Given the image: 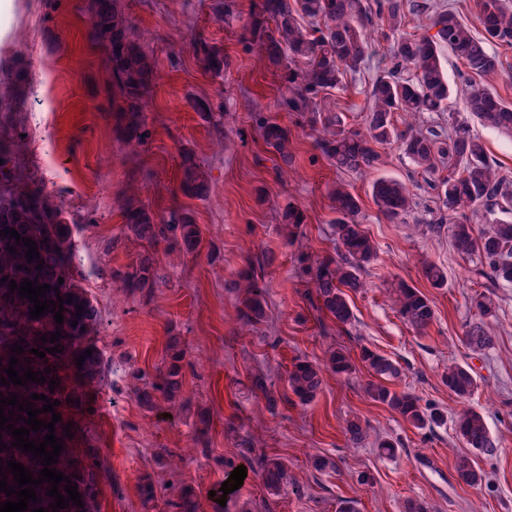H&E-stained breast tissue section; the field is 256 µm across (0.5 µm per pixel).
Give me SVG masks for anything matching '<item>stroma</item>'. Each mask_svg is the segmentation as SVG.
I'll use <instances>...</instances> for the list:
<instances>
[{"mask_svg":"<svg viewBox=\"0 0 512 512\" xmlns=\"http://www.w3.org/2000/svg\"><path fill=\"white\" fill-rule=\"evenodd\" d=\"M232 2L231 12L219 16L214 0H122L129 32L153 64L142 100L145 135L138 142L127 140L115 119L121 98L110 81L108 52L90 36L91 0H12L11 11L0 16V141L16 146L9 167L17 184L41 187L61 209L84 257L81 284L102 315L89 341L103 355L105 374L82 382L84 408L65 413L75 437L91 432L97 448V494L89 512H141L138 487L146 477L159 501L184 487L208 499L223 483L228 460L245 466L246 477L227 495L224 512H339L344 500L354 501L357 512H405L411 500L429 512H512V285L485 289L447 235L389 221L372 199V175L337 170L317 147L325 113L363 127L366 91L386 68L393 39L376 37L360 77L328 95L322 112L300 116L279 108L281 73L245 40L251 0ZM409 2L407 32L423 34L430 6L448 4L473 32L481 30L474 0ZM200 38L223 48L228 64L220 75L197 62L193 44ZM447 70L453 89L447 111L424 112L413 122L398 112L395 126L444 133L449 117L468 119L500 173L512 179V136L469 117L467 70L452 57ZM16 78L25 88L20 96L9 91ZM199 100L210 103V116L195 111ZM261 116L291 129L290 163L263 142ZM186 151L208 178L206 196L179 189ZM382 153L380 174L403 181L418 210L439 206L428 175L397 145ZM339 182L359 196L360 222L377 247L369 286L352 295L354 320L345 327L310 307L312 285L297 270L299 253L315 259L336 253L331 192ZM132 196L155 212L189 210L203 236L198 255L159 251L157 285L137 293L113 276L129 270L142 251L124 237L123 213ZM290 205L305 216L302 236L292 245L279 233ZM267 251L276 255L261 280L267 317L249 324L231 283L247 259ZM426 261L444 268L447 287H431L423 278ZM395 279L430 299L435 319L424 332L393 309L387 289ZM485 291L495 307L483 319L493 344L477 353L463 336L479 318L473 299ZM173 333L187 346L184 402L145 410L131 393L130 373L153 376ZM365 347L398 361L395 390L439 409L446 423L417 430L370 400L364 391L370 375L360 360ZM338 348L350 356L353 372L326 373L309 404L290 397L272 411L251 388L261 375L275 394H287V371L296 359L321 363ZM453 362L471 365L477 375L468 399L443 382ZM200 409L210 416V456L197 443ZM466 409L483 414L496 445L493 455L480 458L486 479L475 486L461 482L455 470L457 457L468 452L455 431ZM354 418L369 425L368 440L356 448L344 434ZM384 439L397 443L395 457L379 455L377 443ZM317 455L329 460L325 470L314 468ZM264 456L288 467V482L278 492L266 489L257 474Z\"/></svg>","mask_w":512,"mask_h":512,"instance_id":"obj_1","label":"stroma"}]
</instances>
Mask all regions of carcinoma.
Instances as JSON below:
<instances>
[{
  "label": "carcinoma",
  "instance_id": "obj_1",
  "mask_svg": "<svg viewBox=\"0 0 512 512\" xmlns=\"http://www.w3.org/2000/svg\"><path fill=\"white\" fill-rule=\"evenodd\" d=\"M477 18L482 36H476L471 27L453 9H440L429 17L432 35H410L397 38L390 64L372 82L367 91V121L363 129L345 127L341 117L324 119L323 133L317 144L321 152L338 169L368 173L382 163L380 149L393 141L399 142L403 154L425 174L436 171L438 164H453L448 176L433 181L431 187L441 200L442 207L429 217L419 220L431 229L447 230L457 250L475 259L473 275L489 284H512V181L500 174L497 164L487 155L483 143L474 136L466 121L452 119L448 135L434 130L397 132L393 114L408 115L417 112H444L452 88L444 65V52L461 60L467 72L484 79L498 72L499 56L491 46L512 41V5L508 0H475ZM404 0H258L251 6L252 21L248 40L255 42L266 54L270 65L283 71L279 89V105L285 112L303 115L319 112L318 101L333 90L344 88V77L363 72L370 57L369 30L393 35L405 25ZM92 38L109 51L113 85L119 91L122 104L116 109L117 121L129 140H141L144 118L141 101L146 94L152 73V63L141 47L129 36L127 20L121 0H92ZM193 52L203 69L219 74L224 71V51L204 39L193 44ZM467 111L483 123L512 134V103L506 102L490 87L472 88L466 92ZM264 143L276 152L283 162L291 155L292 134L288 127L264 118L259 122ZM180 191L199 197L208 190L207 178L192 154L182 156ZM371 194L379 212L396 220L416 209L417 204L408 187L401 181L380 177L373 181ZM332 209L336 213L333 232L338 256L313 261L300 254L301 272L313 284L308 296L311 307L324 313L339 325L347 326L354 319L350 294L367 287L364 279L368 268L377 259V247L357 220L361 211L359 197L347 185L336 184L331 194ZM483 210L490 216L488 229L478 232L470 222L466 210ZM126 237L139 242L144 251L131 270L116 272L123 287L136 291L157 284L156 253L163 246L185 254H197L203 245L202 231L192 215L185 210H172L157 214L136 197L129 198L123 213ZM303 213L290 206L282 215L280 231L292 245L302 235ZM14 228L20 236L37 243L40 258L21 260L10 253L0 236V377L7 376L13 355L9 345L18 343L24 353L18 355V365L42 372L45 382H28L26 386H0V393L18 396L19 401L32 403L33 408L45 405L42 400H31L34 393L44 394L50 401L61 405L55 412L77 408L83 400L80 387L71 384L69 370L77 367L78 357L90 348L86 337L98 327L101 315L87 290L75 279L76 255L71 250L68 226L61 220V212L50 203L38 187L28 189L15 185L9 174L0 173V230ZM54 245H43L44 239ZM273 253L262 255L255 262L248 260L238 281L232 287L241 293L242 318L251 324L264 321L265 291L258 283V271L272 264ZM43 264L40 273L51 279L46 299L73 301L63 304V324L53 319L50 310L39 319L30 318L34 304L18 293L10 292L9 281L20 283L35 281L33 270ZM424 278L433 288L448 286L446 272L433 262L422 265ZM8 281L3 282L1 278ZM64 283H58V278ZM392 305L401 318L416 331L426 330L434 319L430 300L419 289L403 280L390 290ZM82 305V314L75 306ZM77 326H72V321ZM61 336L54 343L42 342L40 337ZM465 342L473 349L491 346L484 323L466 326ZM58 347L60 352L38 358L29 349L41 352ZM92 349V348H90ZM185 351L178 336L169 337L163 365L152 380L133 387L141 407L156 409L161 403L182 399L183 361ZM361 359L373 376L365 393L374 402L388 407L407 424L418 429H432L444 424V416L420 403L409 392H398L388 382L400 375V366L393 359L362 348ZM50 372H45V368ZM329 370L338 375L352 373L349 356L343 351L331 353L325 364L298 359L287 371L288 388L302 404L314 400L323 384V373ZM102 355L92 349L77 371L83 380L92 381L101 376ZM57 388L49 390V381ZM448 390L459 398L470 396L477 388L472 368L464 363H451L443 376ZM65 424L55 423L57 442L62 444L60 456H74V464L60 468L71 482L59 483V492L66 485L78 486L83 505L73 504L56 512H85L86 503L96 495V448L90 443L76 449L66 437ZM457 434L472 456L457 459L455 469L459 478L469 485L482 481V471L476 461L481 454L491 455L495 444L490 436L484 416L475 411L464 412L457 421ZM351 445H357L368 436V426L360 420H351L345 428ZM0 441L8 448L0 452V466L14 460L29 469L36 478L44 468L41 458L11 446L13 435L0 430ZM258 475L270 491H278L287 482L288 470L278 458L264 456L259 461ZM52 484L43 483L35 489L37 502H29L28 509L40 507L51 510L55 499L47 496ZM142 512H155L158 508L156 490L151 478L145 477L139 486ZM167 512H200L201 504L191 487L181 489L177 497L165 501Z\"/></svg>",
  "mask_w": 512,
  "mask_h": 512
}]
</instances>
